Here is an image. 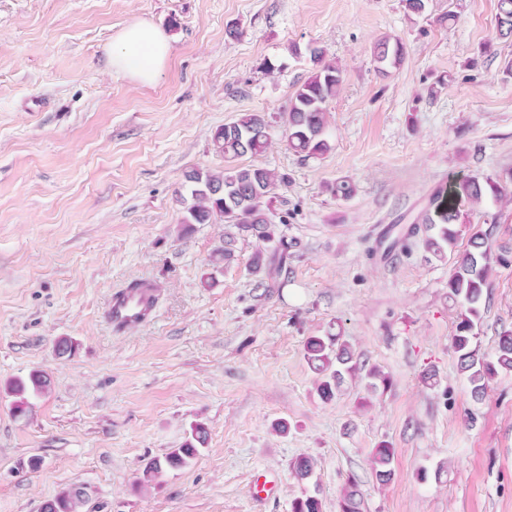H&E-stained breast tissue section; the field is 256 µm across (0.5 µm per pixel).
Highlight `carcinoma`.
<instances>
[{"label":"carcinoma","mask_w":512,"mask_h":512,"mask_svg":"<svg viewBox=\"0 0 512 512\" xmlns=\"http://www.w3.org/2000/svg\"><path fill=\"white\" fill-rule=\"evenodd\" d=\"M498 28L500 36L512 35V0H498ZM373 55L378 63L397 68L403 63L404 47L399 40L382 36L374 43ZM311 60L315 71L290 100L286 121L289 146L308 158L322 156L331 149L325 137L326 104L336 96L342 82L340 70L324 62L323 50L312 49ZM270 140L265 116L259 112H248L218 128L212 145L216 153L231 162L248 154L265 152ZM285 180V176L261 166L227 167L219 173L193 169L186 174V182L191 184L193 204L181 223L189 227L220 219L234 225L238 233L259 242L277 241L272 253L257 251L251 267L253 273L263 277H278L288 263V249L293 247V243L283 236L275 237L265 203ZM511 184L512 173L504 179L461 175L449 181L447 195L430 197L418 219V223L425 226L428 252L440 259L445 257L446 251L470 229L463 207L478 205L487 196L498 200L507 193ZM489 238L488 231H476L470 235V249L457 261L448 280V297L460 308L453 340L457 367L466 375L472 394L476 396L483 393L487 384L500 372L512 371V328L501 331L491 357L480 353L475 333L481 318L483 290L487 287L493 263L498 261L493 256ZM304 358L318 375L316 391L324 400L336 396L347 376H363L367 388L373 392L381 385L387 386V377L380 369L375 366L368 369L354 360L349 343L340 335L308 337L304 343ZM50 385V378L39 371L30 373L26 380L15 381L8 390L17 397L13 401L14 410L24 412L28 406L26 394H44ZM206 440L205 427L195 425L181 447L146 463L144 481L149 484L169 470L188 466ZM394 457L395 449L386 441L372 450L371 469L378 482L384 484L391 480ZM85 496L83 489L70 488L45 501L42 512H80ZM292 512H322V503L312 495L297 498L293 501ZM337 512H362L357 483L347 482L337 501Z\"/></svg>","instance_id":"1"}]
</instances>
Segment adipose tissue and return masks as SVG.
<instances>
[{"label":"adipose tissue","instance_id":"obj_1","mask_svg":"<svg viewBox=\"0 0 512 512\" xmlns=\"http://www.w3.org/2000/svg\"><path fill=\"white\" fill-rule=\"evenodd\" d=\"M169 55L165 35L154 25L136 22L129 25L112 47L110 64L143 85L152 84L164 68Z\"/></svg>","mask_w":512,"mask_h":512}]
</instances>
